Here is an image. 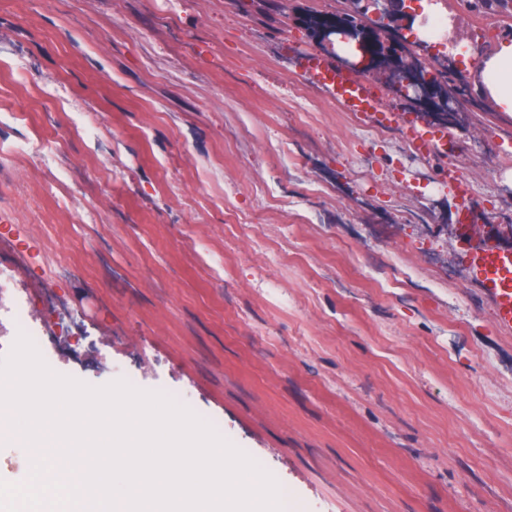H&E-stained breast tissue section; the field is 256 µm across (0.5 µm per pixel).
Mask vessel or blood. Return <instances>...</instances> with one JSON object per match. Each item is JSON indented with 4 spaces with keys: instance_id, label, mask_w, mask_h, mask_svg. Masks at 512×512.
<instances>
[{
    "instance_id": "b4317fda",
    "label": "vessel or blood",
    "mask_w": 512,
    "mask_h": 512,
    "mask_svg": "<svg viewBox=\"0 0 512 512\" xmlns=\"http://www.w3.org/2000/svg\"><path fill=\"white\" fill-rule=\"evenodd\" d=\"M307 74L311 82L332 96L343 111L375 117L383 125L400 130L412 147L425 157L443 158L454 145L447 131L404 123L400 113L381 106L365 80L344 72L333 60L311 58ZM447 176L463 201L456 231L471 281L490 302L496 323L512 329V247L501 243L491 224L487 225L483 236H473L469 184L455 171H448Z\"/></svg>"
}]
</instances>
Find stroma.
<instances>
[{"instance_id":"stroma-1","label":"stroma","mask_w":512,"mask_h":512,"mask_svg":"<svg viewBox=\"0 0 512 512\" xmlns=\"http://www.w3.org/2000/svg\"><path fill=\"white\" fill-rule=\"evenodd\" d=\"M403 5L512 40V13ZM293 8L0 0V261L53 372L183 401L298 512H512V330L460 200L309 80L299 20L349 0ZM470 95L448 163L512 243V116Z\"/></svg>"}]
</instances>
